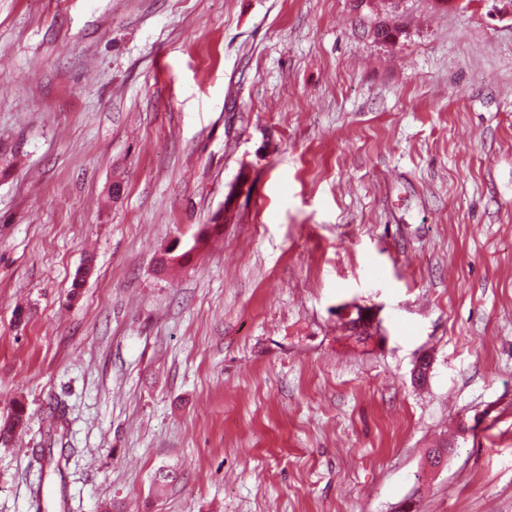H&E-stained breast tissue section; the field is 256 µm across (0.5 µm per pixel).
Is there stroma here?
<instances>
[{
  "instance_id": "1",
  "label": "stroma",
  "mask_w": 512,
  "mask_h": 512,
  "mask_svg": "<svg viewBox=\"0 0 512 512\" xmlns=\"http://www.w3.org/2000/svg\"><path fill=\"white\" fill-rule=\"evenodd\" d=\"M378 9L0 0V512H512V0ZM61 408V404H56L50 408L45 420L47 422L46 436L47 448H40L33 454V460L39 466L41 473L46 471L48 476H56L60 480V487H65L64 484V471L68 463L69 457L73 448H66L63 443V433L60 432L64 429L62 420L65 413ZM60 445V447H59Z\"/></svg>"
}]
</instances>
